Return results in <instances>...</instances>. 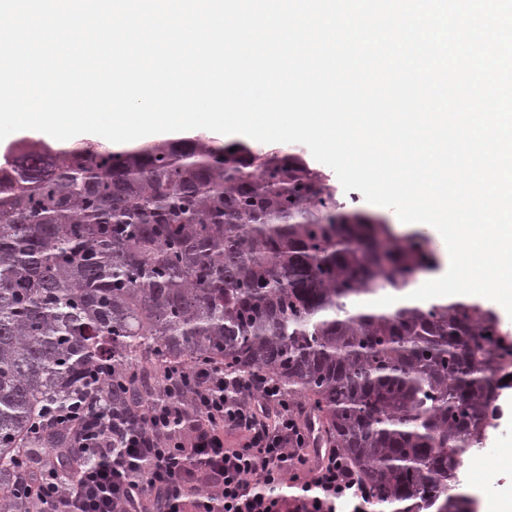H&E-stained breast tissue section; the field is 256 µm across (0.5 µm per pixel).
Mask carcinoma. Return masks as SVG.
<instances>
[{
  "label": "carcinoma",
  "mask_w": 512,
  "mask_h": 512,
  "mask_svg": "<svg viewBox=\"0 0 512 512\" xmlns=\"http://www.w3.org/2000/svg\"><path fill=\"white\" fill-rule=\"evenodd\" d=\"M0 166V512L32 418L89 367L261 368L316 412L368 486L370 512H476L462 449L512 351L481 303L367 305L434 261L418 237L348 210L282 149L197 135L114 151L23 137Z\"/></svg>",
  "instance_id": "cac0c4a2"
}]
</instances>
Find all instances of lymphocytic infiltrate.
<instances>
[{
	"mask_svg": "<svg viewBox=\"0 0 512 512\" xmlns=\"http://www.w3.org/2000/svg\"><path fill=\"white\" fill-rule=\"evenodd\" d=\"M311 427L275 377L215 361L165 368L133 414L113 402L103 359L81 393L36 417L43 439L68 446L45 468L18 461L16 491L29 512H363L364 486L336 449L312 448ZM229 431L239 447H225Z\"/></svg>",
	"mask_w": 512,
	"mask_h": 512,
	"instance_id": "lymphocytic-infiltrate-1",
	"label": "lymphocytic infiltrate"
}]
</instances>
